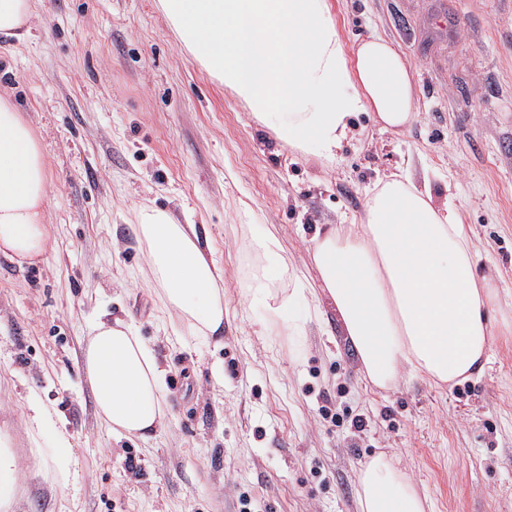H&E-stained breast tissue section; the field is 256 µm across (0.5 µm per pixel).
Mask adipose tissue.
<instances>
[{
  "label": "adipose tissue",
  "instance_id": "obj_1",
  "mask_svg": "<svg viewBox=\"0 0 512 512\" xmlns=\"http://www.w3.org/2000/svg\"><path fill=\"white\" fill-rule=\"evenodd\" d=\"M184 51L229 89L274 138L303 157L336 160L353 117L371 113L400 131L414 118L410 66L372 36L347 47L330 0H157ZM33 0H0V37L24 40ZM47 165L32 125L0 93V255L18 265L49 248ZM137 234L164 310L194 335L224 332V270L207 257L196 225L145 208ZM266 265L247 295L261 299L266 331L302 335L323 302L334 306L368 380L395 387L404 375L456 384L480 375L494 334L496 290L477 272V253L459 208L434 203L410 177L375 185L362 223L317 226L316 282L288 273L277 238L254 235ZM100 421L113 434L146 439L166 413L165 371L129 322H98L83 355ZM19 473L0 432V512H11ZM359 512H426L413 485L383 455L362 467Z\"/></svg>",
  "mask_w": 512,
  "mask_h": 512
}]
</instances>
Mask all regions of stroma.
Instances as JSON below:
<instances>
[{
    "instance_id": "obj_1",
    "label": "stroma",
    "mask_w": 512,
    "mask_h": 512,
    "mask_svg": "<svg viewBox=\"0 0 512 512\" xmlns=\"http://www.w3.org/2000/svg\"><path fill=\"white\" fill-rule=\"evenodd\" d=\"M353 45L379 35L411 67L417 117L401 132L356 117L336 165L257 122L182 50L155 0H35L28 40L0 44V91L47 161L51 249L0 256V430L20 474L16 512H358L357 480L391 457L428 512H512V0H331ZM391 173L462 213L499 291L484 375L373 386L331 306L302 336L263 334L252 235L311 265L317 224L359 222ZM199 225L224 269V340L159 316L135 224L141 207ZM133 320L166 370L157 437L100 423L82 354L100 319ZM54 411L33 442L31 401ZM364 421L355 429L353 419ZM64 436L75 474L52 473ZM41 453V467L31 465ZM135 456L136 469L125 466Z\"/></svg>"
}]
</instances>
